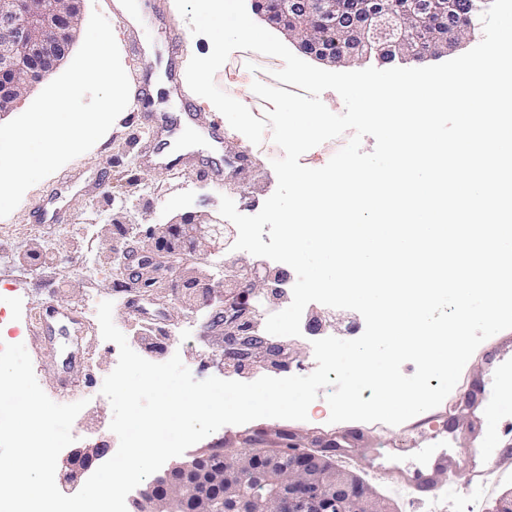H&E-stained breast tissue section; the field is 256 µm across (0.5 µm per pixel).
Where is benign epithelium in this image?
<instances>
[{
	"mask_svg": "<svg viewBox=\"0 0 512 512\" xmlns=\"http://www.w3.org/2000/svg\"><path fill=\"white\" fill-rule=\"evenodd\" d=\"M83 0H0V112L10 111L32 85L53 71L68 54L81 24ZM433 0H412L394 12L378 7L379 0H364L365 17L349 30L351 51L338 57L322 48L314 29L336 28V16L344 0H253L263 14L301 50L330 65L348 66L370 57L381 63L419 59V45L428 56L448 53V40L432 28L427 17ZM146 249H130L119 255V270L156 267V274H174L175 287L184 294L211 299L215 283L209 276L185 275L182 266L189 255L200 259L211 252L212 242L222 239L224 225L202 223L184 215L149 230ZM241 270H256L250 277L248 296L231 282L224 289L225 360L244 362L248 349L263 344L249 340L232 318L235 309H248L247 297L286 282V275L258 264L240 262ZM108 448L100 443L72 450L62 461L64 478L78 486ZM331 448H259L253 452L226 454L209 447L191 455L157 476L131 499L133 512H390L386 504L353 472L339 468ZM254 486L269 491L257 495Z\"/></svg>",
	"mask_w": 512,
	"mask_h": 512,
	"instance_id": "7a95c632",
	"label": "benign epithelium"
}]
</instances>
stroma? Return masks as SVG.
<instances>
[{
  "instance_id": "stroma-1",
  "label": "stroma",
  "mask_w": 512,
  "mask_h": 512,
  "mask_svg": "<svg viewBox=\"0 0 512 512\" xmlns=\"http://www.w3.org/2000/svg\"><path fill=\"white\" fill-rule=\"evenodd\" d=\"M113 2L84 0L83 13L88 16L97 10L108 19L128 77L142 78L150 88L153 112L173 116L187 102L203 117L216 115L215 106L193 93L186 82L190 58L210 54V39L189 36L172 72L157 41L158 31L168 25L188 26L175 0H165L159 12L150 8L148 0H133L140 22L132 33L116 17ZM146 138L145 132L117 118L106 138L29 188L18 207L0 218V341L24 344L36 379L51 400L59 404L84 401L72 425L78 448L95 442L112 449L119 446L110 429L111 404L101 392L105 377L118 363L119 348L101 335L97 318L101 301H112L113 321L136 353L154 363L180 355L198 380L215 376L252 382L263 376L307 375L317 366L312 347L315 337L349 334L356 338L365 328L361 321L349 330L328 324L317 334L306 331L298 337H283L290 361L286 368L261 348L253 351L246 365H226L222 362L224 321L218 316V304L178 299L168 278H158L153 287L144 289L137 280L119 275L113 245L124 249L144 246L152 225L186 213L204 219L218 216L224 195L240 213L257 214L277 187L275 171L260 151L251 150L247 174L238 185L229 187L199 176V166L210 159L202 148L194 151L195 162L186 167L164 170L141 164L140 148ZM44 205L60 211L61 223L34 224L33 211ZM119 224L132 227V238L118 239L115 227ZM46 305L59 310L55 322L41 323ZM488 348V343H481L451 393L439 406L424 412L431 428L445 433L463 429L474 438L483 435L485 424L476 417L474 406L481 398L478 383ZM89 374L94 377L90 384L85 381ZM326 394V389H319L307 420L264 418L226 425L200 445L240 453L248 449L246 437L272 446L286 435L303 448L334 447L337 465L353 470L391 512H496L500 502L512 495V412L492 440L493 448L506 454L507 460L488 481L471 482L460 473L442 483L437 494L421 500L414 485L391 474L392 468L414 470L427 462L429 452L420 446L424 431L415 420L398 426L333 423ZM402 442L414 444L415 452L389 455L391 444ZM365 448L383 452L384 469L354 464V455Z\"/></svg>"
}]
</instances>
